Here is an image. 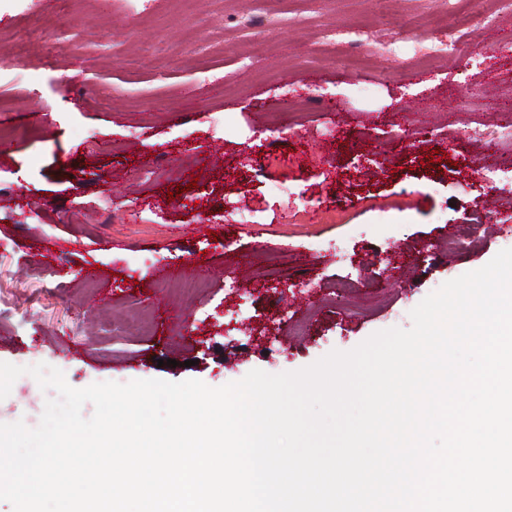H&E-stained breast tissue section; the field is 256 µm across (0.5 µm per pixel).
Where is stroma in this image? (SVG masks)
<instances>
[{"instance_id":"35a3bbf8","label":"stroma","mask_w":512,"mask_h":512,"mask_svg":"<svg viewBox=\"0 0 512 512\" xmlns=\"http://www.w3.org/2000/svg\"><path fill=\"white\" fill-rule=\"evenodd\" d=\"M0 42V362L294 372L512 248V0H0Z\"/></svg>"}]
</instances>
